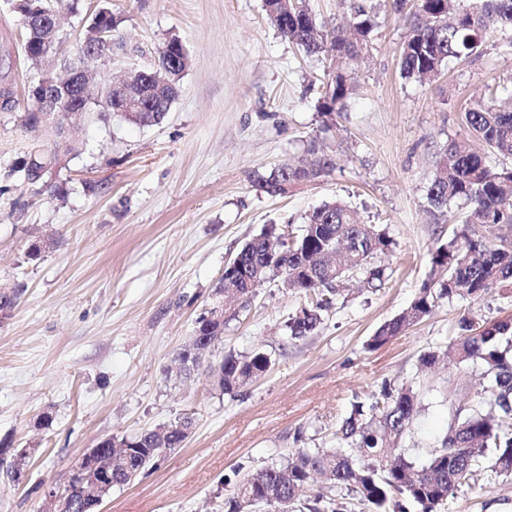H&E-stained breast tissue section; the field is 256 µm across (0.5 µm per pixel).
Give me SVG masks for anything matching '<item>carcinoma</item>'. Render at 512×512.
I'll return each mask as SVG.
<instances>
[{"mask_svg": "<svg viewBox=\"0 0 512 512\" xmlns=\"http://www.w3.org/2000/svg\"><path fill=\"white\" fill-rule=\"evenodd\" d=\"M280 0H264L270 23L288 41L309 54L323 52L330 43L336 69L327 83L320 112L330 115L341 110L353 90L351 72L363 53L369 35L378 26L377 13L367 0L351 6L353 33L341 26L318 29L306 0H289L288 17L279 13ZM427 22L412 26L401 46L399 66L403 76L419 82L436 78L451 60L480 56L490 32L512 28V0H417ZM99 8L85 27L79 63L98 66L112 55V44H102L104 57L91 60L87 47L99 41L103 31L115 29L116 20ZM61 44V36L48 40L41 27L24 30L23 50L29 60L51 67ZM190 65L181 40L166 38L158 49L156 67L138 70L132 78L158 87L161 96L137 114L114 116L138 126L161 123L167 104L177 97L180 80ZM488 100H477L463 109L462 120L483 147L505 159L512 157V110H503ZM313 155L309 168H280L258 175L255 185L271 196L283 195L298 181L318 178L332 171L334 161L320 152L317 140L310 142ZM41 149L18 158L11 173L31 180L39 169ZM455 200L466 203L464 229L446 245L439 246L430 262L439 276L438 287L424 285L407 308L382 323L367 342L377 349L428 316L437 300L454 296L478 300L495 289L512 293V247L495 244L478 234V226L495 224L512 230V167L490 168L485 157L464 142H451L440 156L428 189L430 206L440 211ZM393 239L374 224H362L355 211L340 201H329L315 209L299 233L288 241L271 227L251 238L236 253L238 278L225 279L224 287H239L243 295L254 296L249 278L259 274L261 284L278 277L292 279V288L310 302L299 308L286 324L293 338L315 332L323 316L342 295L340 284L361 275L369 288L383 287L390 277L380 259L392 252ZM512 318L474 325L460 322V334L448 344L446 356L456 363L482 367L487 384L476 406L465 414L456 413L448 424L441 446L427 462L417 467L403 455L387 452L396 448L411 431L421 409V393L411 384H402L384 393L382 401L370 406L355 402L349 416L336 431V447L300 449L282 463L268 465L244 476L233 494L224 500V512H248L263 505L269 495L288 501V512H335L331 492L340 490L353 496L367 512H405L408 500L418 512H441L448 499L475 481L484 470L488 449H494L492 470L512 476V430L503 420L512 418ZM224 393L229 394L262 373L271 358L262 351L224 356ZM148 442L140 443L128 461V469L145 470Z\"/></svg>", "mask_w": 512, "mask_h": 512, "instance_id": "cac0c4a2", "label": "carcinoma"}]
</instances>
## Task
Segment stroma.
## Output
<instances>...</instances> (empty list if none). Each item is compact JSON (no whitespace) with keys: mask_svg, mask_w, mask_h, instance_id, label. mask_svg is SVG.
I'll use <instances>...</instances> for the list:
<instances>
[{"mask_svg":"<svg viewBox=\"0 0 512 512\" xmlns=\"http://www.w3.org/2000/svg\"><path fill=\"white\" fill-rule=\"evenodd\" d=\"M109 5L120 23L112 56L93 81L152 67L168 35L191 59L160 124L138 127L82 116L78 144L57 171L66 196L10 170L51 130L28 129V89L42 76L23 55V28L0 0V43L13 62L15 102L0 109V286L23 285L0 320V442L29 449L20 477L0 467V512H41L47 490H62L77 459L105 436L128 438L192 415L185 443L129 484L113 487L100 512H224L244 475L301 448H332L354 402L385 385L416 382L425 392L405 457L423 464L456 409L477 402L481 369L442 363L419 372L424 353L444 351L460 320L512 318V298L437 301L430 316L375 350L366 343L430 279V254L462 228L463 202L434 211L427 190L441 152L472 141L460 108L489 85L512 82V31L491 35L479 59L450 61L434 81L404 79L401 43L412 9L373 0L378 25L354 69L344 111L325 118L330 53L308 54L269 23L264 0H81L64 13L62 54L73 57L88 17ZM335 161L329 174L270 196L253 182L308 161L311 140ZM102 185L87 192L86 181ZM331 200L394 240L384 288L342 295L320 327L289 339L286 321L304 294L270 282L224 328L208 359L255 350L268 371L231 394L208 373L178 381L176 354L213 303L224 267L270 224L297 228ZM54 239L38 258V238ZM445 512H512V477L485 471Z\"/></svg>","mask_w":512,"mask_h":512,"instance_id":"stroma-1","label":"stroma"}]
</instances>
